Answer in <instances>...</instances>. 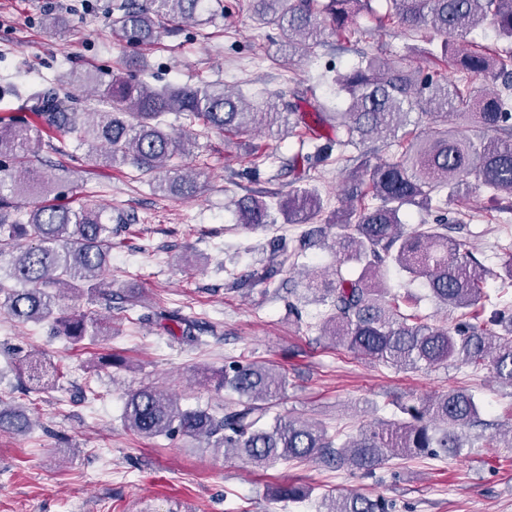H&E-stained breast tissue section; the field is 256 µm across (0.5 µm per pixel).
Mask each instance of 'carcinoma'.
<instances>
[{
    "label": "carcinoma",
    "instance_id": "cac0c4a2",
    "mask_svg": "<svg viewBox=\"0 0 512 512\" xmlns=\"http://www.w3.org/2000/svg\"><path fill=\"white\" fill-rule=\"evenodd\" d=\"M208 0H112V22L132 44L154 41L164 24L198 22ZM385 17L410 33L428 29L444 37L441 52L465 73L492 81L477 92L449 85L438 73H423L410 52L395 58L361 52L339 78L345 108L328 112L321 105L299 112L291 102L257 106L225 87L166 85L153 88L135 76L103 84L86 72L69 73L68 83L100 97L109 109L71 112L57 93L32 94L40 123L0 119V313L21 323L53 320L56 334L75 343L110 335V327L84 314L53 318L62 290L112 303L101 280L113 239L126 218L104 215L97 204L60 198L55 175L40 156L43 137L57 154L72 141L87 145L96 164L130 165L148 177L154 192L190 197L197 179L185 174L183 160L196 144L193 128L247 134L265 129L296 137L299 151L288 171L302 182L311 171L336 159L354 161L346 195L357 206L336 209L329 223L304 231L300 246L288 236L273 241L269 255L249 278L264 293L288 294V313L300 306L326 307L318 336L384 366L408 370L454 364L491 367L512 387V301L484 291L487 270L466 244L448 236V225L421 222L408 227L412 208L440 209L444 197L459 195L476 173L479 186L512 199V0H386ZM371 0H251L254 16L276 27L298 57L316 54L325 30H342L370 9ZM492 24L506 46L493 52L459 53L457 45L484 22ZM170 114L183 120V133L165 131ZM417 118H412V115ZM370 141L395 147L393 155L371 163ZM358 155H350L351 151ZM238 225L257 229L275 223L273 210L293 224L312 222L323 210L313 188H295L275 202L250 195L235 202ZM336 234L323 245L336 262L307 266L306 247ZM305 270L300 291L286 288L284 274ZM392 269L421 279L436 303L458 312L453 328L432 325L409 291L391 294L384 287ZM229 286L247 279L228 273ZM181 340L195 346L213 326L177 317ZM23 370L34 384L49 370L40 356H23ZM202 378L235 395L221 415L206 408H182L168 392L144 386L123 406L124 427L143 438L188 435L203 439L224 456L245 459L258 468L292 461H323L372 472L396 456L460 451L471 446L468 430L479 419L475 396L451 389L420 405L401 404L400 419L381 420L343 440L321 425L272 414V402L286 380L275 365L230 360ZM33 422L21 406L0 399V432L25 437ZM308 492L284 483L275 497L302 499ZM324 512H390L392 504L360 493L324 497Z\"/></svg>",
    "mask_w": 512,
    "mask_h": 512
}]
</instances>
